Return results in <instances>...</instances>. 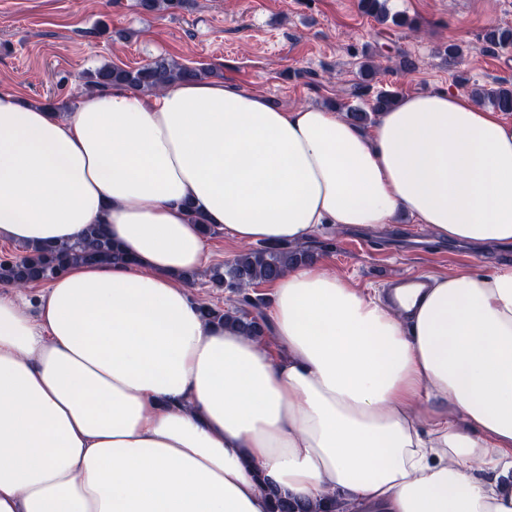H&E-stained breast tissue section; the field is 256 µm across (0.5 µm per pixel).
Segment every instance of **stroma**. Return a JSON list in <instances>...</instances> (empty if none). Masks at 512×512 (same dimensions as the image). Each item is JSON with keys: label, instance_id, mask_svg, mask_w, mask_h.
Instances as JSON below:
<instances>
[{"label": "stroma", "instance_id": "stroma-1", "mask_svg": "<svg viewBox=\"0 0 512 512\" xmlns=\"http://www.w3.org/2000/svg\"><path fill=\"white\" fill-rule=\"evenodd\" d=\"M387 7L391 19L381 25L359 0H191L167 12L145 11L137 0H0V89L70 109L88 94L89 71L105 63L132 69L161 56L283 108L340 106L352 104L365 56L402 53L415 71L382 72L374 90L467 94L512 84V46L481 50L489 28L512 27V0H388ZM451 42L464 51L453 69L443 57ZM308 246L327 270L366 290L403 274L486 272L512 260V250L476 252L433 239L403 215L383 230L320 232ZM239 250L223 232L209 237L195 296L237 304L238 295L212 287L208 273Z\"/></svg>", "mask_w": 512, "mask_h": 512}]
</instances>
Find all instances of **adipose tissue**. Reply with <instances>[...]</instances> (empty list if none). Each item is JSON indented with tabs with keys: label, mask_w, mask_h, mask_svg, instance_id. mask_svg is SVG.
<instances>
[{
	"label": "adipose tissue",
	"mask_w": 512,
	"mask_h": 512,
	"mask_svg": "<svg viewBox=\"0 0 512 512\" xmlns=\"http://www.w3.org/2000/svg\"><path fill=\"white\" fill-rule=\"evenodd\" d=\"M399 213L512 247V122L443 89L367 130L210 80L66 112L0 90V242L96 225L127 256L33 301L0 283V512H270L271 485L309 512H512V263L432 276L402 313L293 265L264 340L185 280L204 223L299 245Z\"/></svg>",
	"instance_id": "obj_1"
}]
</instances>
